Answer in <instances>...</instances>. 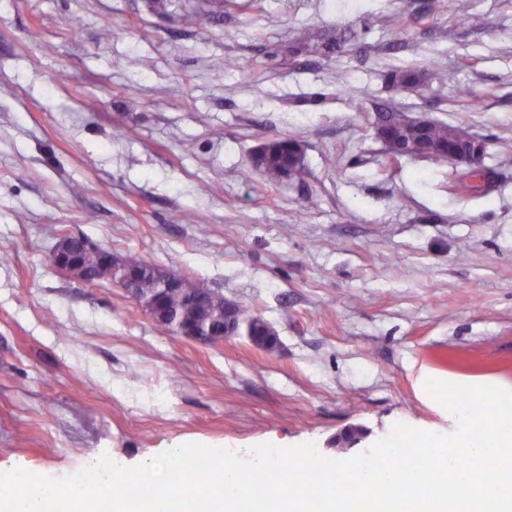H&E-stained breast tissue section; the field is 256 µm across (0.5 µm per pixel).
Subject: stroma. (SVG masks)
I'll list each match as a JSON object with an SVG mask.
<instances>
[{"label":"stroma","mask_w":512,"mask_h":512,"mask_svg":"<svg viewBox=\"0 0 512 512\" xmlns=\"http://www.w3.org/2000/svg\"><path fill=\"white\" fill-rule=\"evenodd\" d=\"M303 26L358 39L302 63ZM418 66L440 71L430 90L384 80ZM382 106L483 140L485 193L456 192L455 161H391ZM288 133L308 180L266 184L253 153ZM505 138L512 0H0V464L63 478L272 439L346 460L399 423L453 432L419 368L512 386ZM65 232L220 290L277 348L190 341L111 281L79 284L49 259Z\"/></svg>","instance_id":"35a3bbf8"}]
</instances>
